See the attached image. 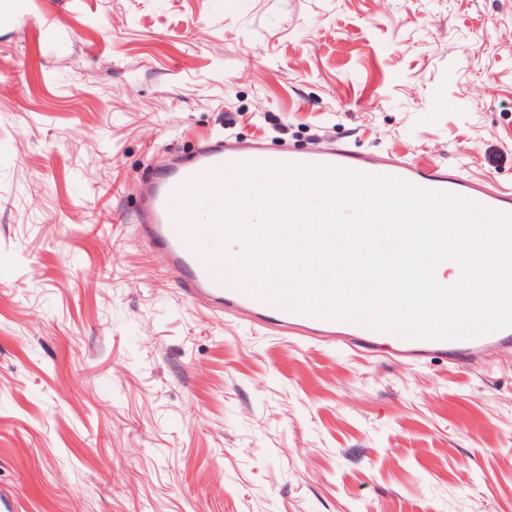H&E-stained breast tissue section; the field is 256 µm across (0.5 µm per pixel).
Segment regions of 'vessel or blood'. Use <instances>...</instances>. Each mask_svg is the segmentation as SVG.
<instances>
[{
	"label": "vessel or blood",
	"mask_w": 512,
	"mask_h": 512,
	"mask_svg": "<svg viewBox=\"0 0 512 512\" xmlns=\"http://www.w3.org/2000/svg\"><path fill=\"white\" fill-rule=\"evenodd\" d=\"M263 143L242 144L231 138L204 142L196 153L179 160L145 183V200L139 231L163 266L172 273L183 294L207 300L216 310L246 317L249 326L264 327L299 340L330 342L341 346L387 351L413 362L440 356L470 366L491 348H512V327L493 335L470 339H393L391 332L358 322L297 312L271 294L245 287L236 269L224 263L220 253H205L199 241L219 238L217 224L184 221L181 209L199 189L219 195L230 189L237 166L260 163ZM284 161L297 165H332L370 176H385L417 187L470 199L496 211L512 208V193L492 192L448 167L390 159L377 154H357L340 146L327 152H285Z\"/></svg>",
	"instance_id": "1"
}]
</instances>
